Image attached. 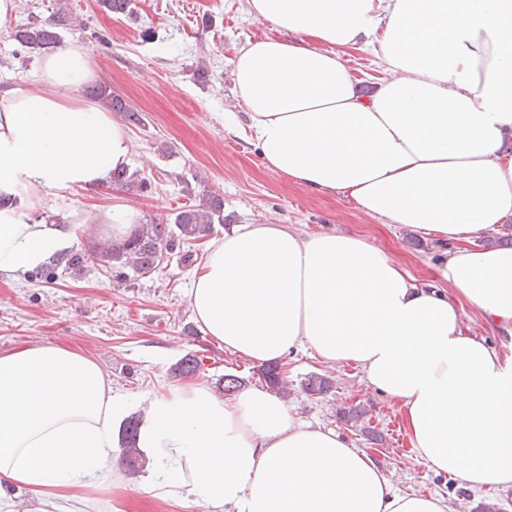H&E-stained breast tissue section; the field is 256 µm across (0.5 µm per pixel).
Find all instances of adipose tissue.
Returning <instances> with one entry per match:
<instances>
[{"instance_id": "adipose-tissue-1", "label": "adipose tissue", "mask_w": 512, "mask_h": 512, "mask_svg": "<svg viewBox=\"0 0 512 512\" xmlns=\"http://www.w3.org/2000/svg\"><path fill=\"white\" fill-rule=\"evenodd\" d=\"M275 36L247 42L234 81L267 168L335 191L385 224L447 243L437 284L341 231L288 224L224 230L194 272L203 334L258 363L307 347L351 362L397 401L418 457L468 488L512 487V248L475 238L512 223V0H246ZM372 50L385 77L364 91L346 63ZM88 52L43 56L35 80L0 89V272L71 249L78 225L31 221L128 168L131 143L79 98ZM475 310L504 337L469 335ZM146 491L211 512H453L445 496L393 488L373 456L287 401L174 384L140 402L62 346L0 353V487L63 501L111 485L123 421Z\"/></svg>"}]
</instances>
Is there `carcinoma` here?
<instances>
[{"instance_id":"carcinoma-1","label":"carcinoma","mask_w":512,"mask_h":512,"mask_svg":"<svg viewBox=\"0 0 512 512\" xmlns=\"http://www.w3.org/2000/svg\"><path fill=\"white\" fill-rule=\"evenodd\" d=\"M70 25V18L65 13L54 14L46 24L27 26L18 30L15 35L18 43L28 49L39 52L49 51L56 47L59 40L57 29ZM86 94L98 100L112 112L123 114L124 118L138 124L141 122L138 114L130 110L124 101L112 94L109 87L96 84L86 89ZM112 184L127 191L141 192L146 188L145 182L135 180V175L118 172L112 175ZM224 223L223 201L217 196H210L198 205L190 206L179 211L172 220L163 224L158 219L137 225L133 233L123 242L110 247H101L90 253L93 258L112 263L117 269V276L127 278L139 277L153 272L160 264L163 254L174 249L176 243L192 241L211 233L213 225ZM202 361L194 356H186L172 368L173 377L188 376L195 373ZM269 387L276 393L287 394V383L281 378L277 366H269L261 371ZM332 388V382L324 376H311L307 379L304 389L312 395L324 394ZM137 423L130 420L124 428L123 460L132 472H137L144 466L138 448L135 447L134 436Z\"/></svg>"}]
</instances>
